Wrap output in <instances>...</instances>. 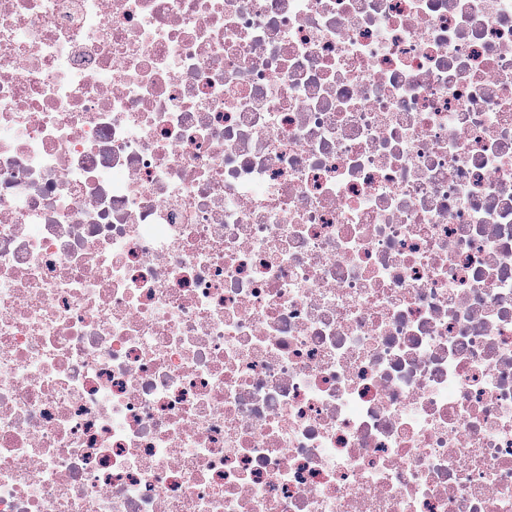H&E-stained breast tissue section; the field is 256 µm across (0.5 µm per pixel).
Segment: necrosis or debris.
<instances>
[{
    "label": "necrosis or debris",
    "instance_id": "1",
    "mask_svg": "<svg viewBox=\"0 0 512 512\" xmlns=\"http://www.w3.org/2000/svg\"><path fill=\"white\" fill-rule=\"evenodd\" d=\"M0 512H512V0H0Z\"/></svg>",
    "mask_w": 512,
    "mask_h": 512
}]
</instances>
